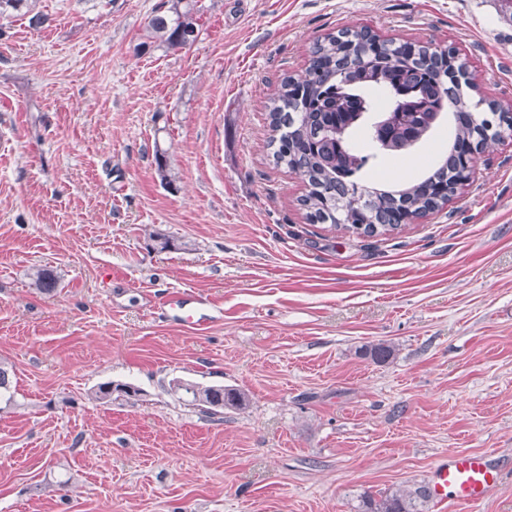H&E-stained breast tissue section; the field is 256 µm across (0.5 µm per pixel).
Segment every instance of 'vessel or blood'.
<instances>
[{
	"label": "vessel or blood",
	"mask_w": 512,
	"mask_h": 512,
	"mask_svg": "<svg viewBox=\"0 0 512 512\" xmlns=\"http://www.w3.org/2000/svg\"><path fill=\"white\" fill-rule=\"evenodd\" d=\"M169 311L182 324L200 328L206 320L197 310L189 308L184 297L171 296ZM500 481L498 471L483 453L452 452L432 472L428 484L430 496L438 502L474 505L481 502Z\"/></svg>",
	"instance_id": "obj_1"
}]
</instances>
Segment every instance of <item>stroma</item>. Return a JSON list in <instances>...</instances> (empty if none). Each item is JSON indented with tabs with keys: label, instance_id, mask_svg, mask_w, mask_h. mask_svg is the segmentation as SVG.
<instances>
[{
	"label": "stroma",
	"instance_id": "stroma-1",
	"mask_svg": "<svg viewBox=\"0 0 512 512\" xmlns=\"http://www.w3.org/2000/svg\"><path fill=\"white\" fill-rule=\"evenodd\" d=\"M199 3L178 51L147 41L169 0L0 20V512H361L451 450L503 470L472 512H512V131L442 209L365 237L310 223L266 109L317 40L362 27L454 47L510 105L512 0ZM451 131L365 186L419 180ZM41 266L52 293L30 286ZM177 293L205 326L172 320ZM379 341L387 362L360 355ZM175 379L248 401L206 416ZM110 381L141 394L96 401Z\"/></svg>",
	"mask_w": 512,
	"mask_h": 512
}]
</instances>
